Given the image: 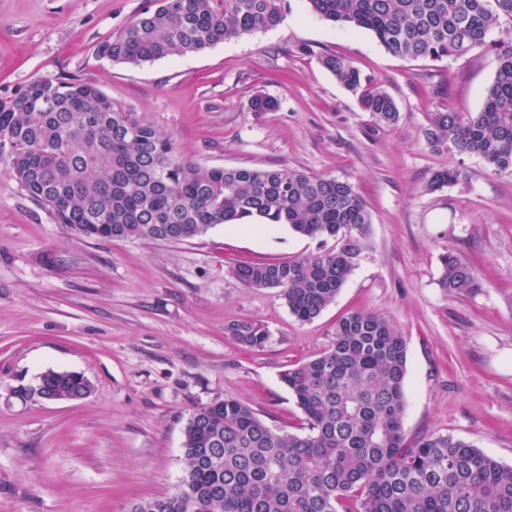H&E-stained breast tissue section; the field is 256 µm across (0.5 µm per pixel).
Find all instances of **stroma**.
Returning a JSON list of instances; mask_svg holds the SVG:
<instances>
[{
  "mask_svg": "<svg viewBox=\"0 0 512 512\" xmlns=\"http://www.w3.org/2000/svg\"><path fill=\"white\" fill-rule=\"evenodd\" d=\"M147 0H0V98L33 79L72 76L171 135L204 166H288L353 183L371 214L372 248L336 299L298 321L279 290L245 287L243 263L287 261L319 241L287 225L182 242L96 240L66 232L0 161V512H128L173 492L184 430L218 398L250 406L283 434L306 431L281 381L318 355L355 311L388 316L407 342L405 428L448 433L512 466V175L426 142L431 112L480 111L497 69L501 20L460 59L407 60L366 30L335 27L287 0L275 29L139 65L96 56ZM347 57L395 100L376 121L318 62ZM257 94L277 100L251 112ZM463 177L429 189L441 167ZM475 267L478 291L438 285L440 256ZM261 321L259 349L230 324ZM73 371L80 401L10 395L42 372Z\"/></svg>",
  "mask_w": 512,
  "mask_h": 512,
  "instance_id": "obj_1",
  "label": "stroma"
}]
</instances>
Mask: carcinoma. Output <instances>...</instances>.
I'll list each match as a JSON object with an SVG mask.
<instances>
[{
  "label": "carcinoma",
  "instance_id": "cac0c4a2",
  "mask_svg": "<svg viewBox=\"0 0 512 512\" xmlns=\"http://www.w3.org/2000/svg\"><path fill=\"white\" fill-rule=\"evenodd\" d=\"M319 18L374 34L409 59L461 58L483 50L512 0H308ZM285 0H155L97 56L141 64L197 53L272 30ZM320 64L358 96L364 111L397 121L394 99L352 62L325 54ZM277 100L257 94L251 112ZM436 151L482 159L512 175V44L497 52V72L481 111L438 110L425 130ZM20 186L68 232L96 239L181 242L224 224H286L300 236L335 245L281 262L245 263L234 274L248 288H275L308 322L336 298L370 249L372 216L348 181L287 166H202L178 154L173 138L76 78L37 79L0 98V160ZM443 167L442 188L462 178ZM439 287L473 293L472 265L450 249ZM258 349L265 324L229 326ZM407 343L384 314L356 311L336 323L329 346L287 369L282 381L305 415L308 432L281 434L248 405L217 399L197 409L184 430V476L173 493L131 512H512V466L450 434L408 441ZM37 387L55 396H88L91 382L48 370Z\"/></svg>",
  "mask_w": 512,
  "mask_h": 512
}]
</instances>
